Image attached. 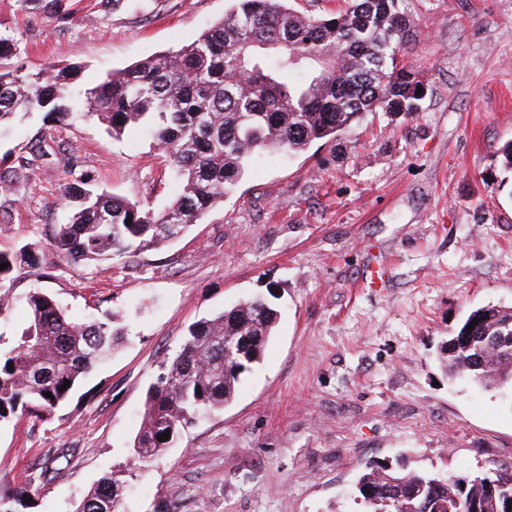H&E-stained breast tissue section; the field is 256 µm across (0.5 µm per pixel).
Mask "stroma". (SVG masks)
<instances>
[{"instance_id":"35a3bbf8","label":"stroma","mask_w":512,"mask_h":512,"mask_svg":"<svg viewBox=\"0 0 512 512\" xmlns=\"http://www.w3.org/2000/svg\"><path fill=\"white\" fill-rule=\"evenodd\" d=\"M228 0H144L117 11L75 0L66 23L0 0L17 64L109 70L195 39ZM407 61L428 87L415 115H366L339 141L258 155L223 206L184 237L97 264L51 246L66 185L155 210L177 192L142 129L112 137L72 109L33 114L0 156L46 138L52 157L15 191L0 251L31 243L37 267L15 295L46 290L77 317L121 316L125 343L48 420L0 425V483L29 487L41 512H71L105 475L122 512H362L369 464L471 477L512 468V393L449 381L439 353L472 309L512 307V0H411ZM77 161L64 172L57 159ZM390 273L370 287L378 265ZM50 268L51 278L41 275ZM277 290L280 316L233 402L200 417L146 465L131 462L146 390L192 323ZM65 458L47 462V450Z\"/></svg>"}]
</instances>
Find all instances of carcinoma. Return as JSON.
Instances as JSON below:
<instances>
[{
  "mask_svg": "<svg viewBox=\"0 0 512 512\" xmlns=\"http://www.w3.org/2000/svg\"><path fill=\"white\" fill-rule=\"evenodd\" d=\"M18 2L62 23L73 15L71 0ZM289 2L233 0L195 40L108 71L90 87L77 84L79 66L31 71L0 56V137L34 112L60 122L69 111L64 101H74L116 137L131 128L151 132L179 186L160 210L93 186L66 190L69 221L53 238L60 257L94 262L156 248L224 203L262 151L302 152L338 140L367 113L419 110L428 87L406 62L417 37L407 0H345L346 8L323 17L297 12ZM46 145L39 139L32 157L0 159L1 214L12 206L16 185L33 180L34 159ZM31 257L29 244L0 252V263H8L0 270V314L16 305L10 274ZM21 306L19 331L8 343L0 338V424L19 414L50 418L124 336L114 316L75 317L47 292L28 294ZM277 318L276 305L257 296L190 325L180 351L162 361L147 390L134 457L153 460L197 416L223 410L261 359ZM457 335L472 344L442 351L448 374L512 389V307L471 311ZM166 432L168 440L157 439ZM357 491L365 512H512L508 469L467 479L376 465L360 475ZM27 498L24 487L1 490L0 512H37L38 503ZM121 500L120 486L104 477L74 512H120Z\"/></svg>",
  "mask_w": 512,
  "mask_h": 512,
  "instance_id": "cac0c4a2",
  "label": "carcinoma"
}]
</instances>
